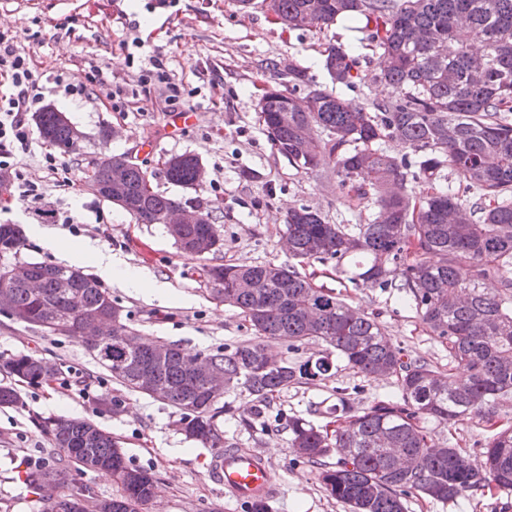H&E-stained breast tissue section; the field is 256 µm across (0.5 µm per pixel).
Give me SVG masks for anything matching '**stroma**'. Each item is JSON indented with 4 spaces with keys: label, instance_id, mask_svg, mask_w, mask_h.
Listing matches in <instances>:
<instances>
[{
    "label": "stroma",
    "instance_id": "1",
    "mask_svg": "<svg viewBox=\"0 0 512 512\" xmlns=\"http://www.w3.org/2000/svg\"><path fill=\"white\" fill-rule=\"evenodd\" d=\"M1 32L31 57L43 77L60 74L80 86L99 70L113 89L123 91L124 100L117 112L101 93H47L46 105L63 112L83 140L73 153H56L54 175L46 168L49 147L42 139L20 157L19 169L43 185L46 198L37 209L15 190L0 195V224L20 225L25 233L18 252L0 256V268L26 261L59 264L47 237L62 235L72 246L92 247L162 285V293L150 294L125 287L97 266L84 268L143 337L213 353L250 339L252 332L235 309L214 299L203 266L290 263L279 239L289 209L300 205L318 209L333 224H354L372 215L368 209L354 214L335 180L298 170L276 153L257 109L261 82L272 76L287 82L292 67L349 99L387 98L390 88L374 80L382 64L379 53L366 47L367 31L336 23L290 32L273 23L262 0L246 9L238 0H0ZM330 43L358 56L361 78L355 86H333L322 56ZM153 56L162 58L170 77L182 84L194 107L192 125L168 110L164 84L142 85ZM108 128L113 131L109 138L103 135ZM189 152L198 154L207 169L197 194L208 203L223 239L219 251L202 258L181 251L165 225L137 223L85 184L92 164L109 155L154 168L164 157ZM61 177L68 186H58ZM352 270L349 258L339 272L316 261L302 268L316 285L378 317L409 357L447 367L446 347L426 330L405 294L356 286ZM19 353L57 362L59 373L43 385L19 384L22 408L0 407V512L37 510L35 495L18 475L20 463L52 454L51 442L32 424L36 416L84 419L110 431L128 464L157 480L148 512H250L248 502L212 481L215 450L178 431L179 410L120 386L79 337L45 335L0 314V357ZM335 365L334 376L289 387L259 411L237 390L226 391L217 402L215 425L224 442L261 454L278 475L268 512H348L324 491L318 468L291 453L288 420L301 417L323 426L333 421L339 398L361 411L395 396L397 386L395 377H368L340 359ZM112 396L122 401L116 415L100 404ZM424 427L433 439L465 451L476 466L493 434L477 414L452 424L430 418ZM404 503L407 512H512V491L478 489L451 502L413 493Z\"/></svg>",
    "mask_w": 512,
    "mask_h": 512
}]
</instances>
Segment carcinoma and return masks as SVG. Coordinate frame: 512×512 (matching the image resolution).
Listing matches in <instances>:
<instances>
[{"label": "carcinoma", "mask_w": 512, "mask_h": 512, "mask_svg": "<svg viewBox=\"0 0 512 512\" xmlns=\"http://www.w3.org/2000/svg\"><path fill=\"white\" fill-rule=\"evenodd\" d=\"M273 19L288 30L322 28L339 18L374 24L369 40L385 58L375 80L391 88L385 100L356 102L288 70L292 88L266 84L258 99L260 120L271 145L307 173L332 171L336 189L355 206L377 207L366 224H332L302 205L286 216L288 253L300 263L355 259L351 280L365 288H397L412 300L423 325L448 349L449 363L467 372L459 383L451 371L421 359H407L374 317L359 312L329 289L315 285L293 264H220L203 272L215 299L236 308L254 338L229 352L205 354L224 371L227 389H239L264 407L270 398L304 380L328 375L327 357L302 363L269 362L259 340L324 343L360 373L396 377L398 396L358 412L345 399L336 404V429H318L303 418L288 420L291 447L320 466L329 496L349 512H405L404 499L416 491L448 502L473 489L512 490V426H502L484 446V465L459 470L456 449L428 439L422 420L454 423L473 412L496 424L500 401L512 395V306L479 288L489 277L512 289V0H265ZM324 68L336 83L355 84L358 58L337 45L325 49ZM323 101L318 112H297L294 87ZM37 128L51 133L61 148L71 134L63 113L46 108L34 115ZM397 140L416 161L386 151ZM126 164V211L137 222L177 205L202 207L194 198H174L154 185L157 171L122 156ZM164 177L184 190L199 186L197 155H176ZM466 184L471 196L437 188L443 168ZM15 224H0V253L22 244ZM185 252L204 256L218 250L220 234L211 216L188 226L175 239ZM38 287L11 288L15 305L31 325L42 327V302L56 297L62 266L24 262ZM85 307L96 311L112 302L97 282L82 273ZM112 342V378L133 389L117 362L132 356L151 360V346ZM162 370L172 390L168 400L181 411L186 437L218 446L213 405L204 394L186 402L185 366L197 357L168 343ZM0 370L27 384L51 381L41 359L17 354ZM23 405L11 386H0V407ZM63 455L28 464L25 482L42 504L40 512H70L64 493L72 469L112 475L122 494L103 501L112 512H145L155 493L154 477L129 465L112 434L87 421L33 419ZM336 455V462L325 458Z\"/></svg>", "instance_id": "carcinoma-1"}]
</instances>
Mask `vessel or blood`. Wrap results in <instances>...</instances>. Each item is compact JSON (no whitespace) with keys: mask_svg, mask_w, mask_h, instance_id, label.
<instances>
[{"mask_svg":"<svg viewBox=\"0 0 512 512\" xmlns=\"http://www.w3.org/2000/svg\"><path fill=\"white\" fill-rule=\"evenodd\" d=\"M211 475L216 483L248 502L266 499L275 490V475L269 462L243 448H229L216 455Z\"/></svg>","mask_w":512,"mask_h":512,"instance_id":"b4317fda","label":"vessel or blood"}]
</instances>
